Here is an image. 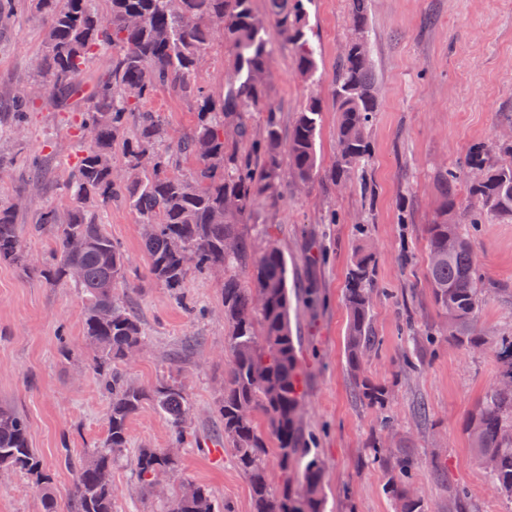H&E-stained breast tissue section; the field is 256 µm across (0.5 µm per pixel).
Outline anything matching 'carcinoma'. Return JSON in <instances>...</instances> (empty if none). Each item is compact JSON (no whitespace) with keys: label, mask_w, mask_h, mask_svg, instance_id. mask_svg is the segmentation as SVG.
I'll return each mask as SVG.
<instances>
[{"label":"carcinoma","mask_w":512,"mask_h":512,"mask_svg":"<svg viewBox=\"0 0 512 512\" xmlns=\"http://www.w3.org/2000/svg\"><path fill=\"white\" fill-rule=\"evenodd\" d=\"M47 23L37 73L52 99L80 112L82 154L67 188L74 202L67 216L41 212L30 231L52 230L55 247L39 273L67 283L85 297L84 336L90 368L111 400L106 437L74 462L75 481L66 512H114L112 467L129 445V422L150 401L165 416L179 443H196L188 425L192 405L177 369L148 389L126 372L134 349L146 345L141 323L119 288L127 259L101 224L95 208L121 199L146 226L144 250L151 276L176 297L190 273L222 279L225 344L231 353L224 394L215 405L224 423V446L247 479L252 512H326L324 461L308 447L298 389L299 362L291 331L288 258L261 230L259 243L247 225L263 223V213L279 205L290 187L312 182L319 168L321 99L310 95L298 112L288 143H283L279 108L272 88L271 61L276 43L288 46L298 72L316 83L317 48L310 24L314 0H267L266 15L253 0H32ZM368 0H349L352 36L346 42L334 80L338 112L336 160L331 178L346 185L355 170L370 162L367 139L378 108L373 64L365 49ZM224 38L228 64L216 91L195 80L207 50ZM104 69L89 73L98 55ZM165 92L190 105L192 120L172 129L163 115L147 107ZM30 96L13 92L12 112L3 127L21 131L28 124ZM260 115L259 123L253 116ZM193 162L185 173L182 165ZM469 181L475 206L462 222L449 221L458 206L456 186ZM440 202L427 225L428 279L435 305L448 318V335L470 348L484 346L474 334L482 297L480 274L469 229L492 218L512 220V161L488 167L484 152H469L456 166L437 174ZM16 206L0 204V261L29 269L16 223ZM85 247L74 252L70 241ZM455 242L448 249V241ZM78 267L75 281L69 271ZM375 287L373 254L355 252L345 303L349 325L346 359L363 399L378 401L383 391L364 376L374 345L371 324ZM501 365L498 383L471 421L468 431L493 489L512 499V336L496 344ZM274 454L278 474L267 457ZM388 469L385 490L395 512H427L420 495L409 496L416 465L395 458L389 448L375 451ZM177 460L163 450L141 448L133 459L140 493L157 498L154 478L175 476ZM20 473L42 490L43 512H57L51 475L32 448L30 427L17 409L0 405V471ZM172 486L160 512H231L213 493L196 485V495Z\"/></svg>","instance_id":"carcinoma-1"}]
</instances>
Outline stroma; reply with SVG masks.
I'll list each match as a JSON object with an SVG mask.
<instances>
[{"label": "stroma", "instance_id": "1", "mask_svg": "<svg viewBox=\"0 0 512 512\" xmlns=\"http://www.w3.org/2000/svg\"><path fill=\"white\" fill-rule=\"evenodd\" d=\"M312 27L324 107L318 146L327 167L336 155L332 90L351 35L348 0H315ZM45 36L46 22L30 6L18 7L0 27V113L21 84L34 103L25 129L0 139V155L13 160L0 181V201H19L17 221L25 226L43 209L70 210L65 183L81 153L77 114L58 111L33 74ZM368 39L379 96L368 133L370 165L345 189L318 175L269 215L288 258L306 432L327 463L331 512H393L387 472L372 455L377 440L416 460L415 481L429 512H512V500L490 487L468 436L499 375L494 342L512 334V221H489L474 234L483 293L475 333L486 341L477 350L446 332L427 278L425 235L439 203L437 169L463 161L478 144L497 164L499 144L512 136V0H370ZM272 82L283 128L291 130L309 84L288 50L276 51ZM33 154L44 159L37 180L27 177ZM367 186L375 191L373 221L361 226ZM332 209L344 214L342 223H325ZM100 217L128 259L124 296L147 337L128 374L149 387L179 369L194 407L191 425L205 440L177 446L165 418L147 403L130 423L131 450L177 448L181 478L208 486L233 512H251L248 482L230 453L207 445L223 430L214 407L230 360L220 281L188 276L184 298L176 300L149 273L137 216L116 200ZM362 247L375 258L377 338L364 373L385 390L380 405L356 397L344 356L347 273ZM188 301L195 312L185 309ZM83 321L79 289L0 262V404L26 415L60 500L75 479L62 456L96 445L107 432L109 400L88 367ZM112 485L116 512H158L160 501L139 494L129 463L113 468ZM0 512H43L41 494L23 475L5 476Z\"/></svg>", "mask_w": 512, "mask_h": 512}]
</instances>
